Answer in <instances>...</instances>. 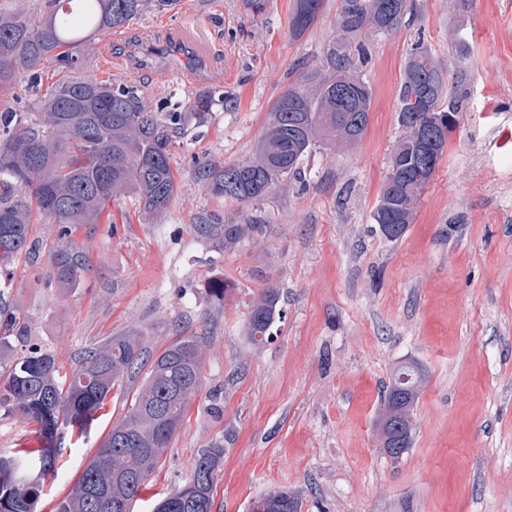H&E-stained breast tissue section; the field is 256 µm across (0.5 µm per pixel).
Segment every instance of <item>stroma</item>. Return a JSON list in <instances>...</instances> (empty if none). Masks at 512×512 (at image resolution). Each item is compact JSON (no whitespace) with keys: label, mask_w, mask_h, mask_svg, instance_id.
Instances as JSON below:
<instances>
[{"label":"stroma","mask_w":512,"mask_h":512,"mask_svg":"<svg viewBox=\"0 0 512 512\" xmlns=\"http://www.w3.org/2000/svg\"><path fill=\"white\" fill-rule=\"evenodd\" d=\"M413 6L395 31L356 38L373 102L362 140L351 149L313 147L306 186L276 189L256 204L204 192L191 159L251 156L274 99L320 71L340 37V0H326L319 23L298 38L288 33L293 0H268L259 16L243 0H180L125 28L112 44L115 65L91 52V74L145 87L156 101L184 103L202 90L237 99L206 126H187L172 147L181 183L161 223H140L127 200L67 239L40 221L30 227L34 251L13 261L0 293L30 341L66 371L110 336L138 332L156 354L179 335L200 337L202 388L134 512H152L184 486L199 452L215 442L224 462L214 512H249L255 497L280 489L298 495L301 512H512V0ZM151 25L189 27L201 43L181 60L132 65ZM420 39L461 109L412 223L390 240L375 232L372 214L403 133L397 89ZM189 67L201 80L187 86L175 74ZM203 213L248 217L273 231L226 253L194 236ZM65 246L84 262L70 288L53 274ZM267 277L280 288L284 318L256 347L243 324ZM214 279L233 285L224 303L206 293ZM406 361L427 382L412 446L394 460L376 421L383 386ZM137 387L130 380L113 391L89 434L66 436L38 512H57ZM37 445L36 424L0 408V455Z\"/></svg>","instance_id":"stroma-1"}]
</instances>
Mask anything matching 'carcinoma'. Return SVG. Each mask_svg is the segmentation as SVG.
I'll use <instances>...</instances> for the list:
<instances>
[{
  "instance_id": "obj_1",
  "label": "carcinoma",
  "mask_w": 512,
  "mask_h": 512,
  "mask_svg": "<svg viewBox=\"0 0 512 512\" xmlns=\"http://www.w3.org/2000/svg\"><path fill=\"white\" fill-rule=\"evenodd\" d=\"M179 0H46L33 15L24 4L0 6V95L24 83L35 99L0 111V276L31 248L33 216L50 218L67 238L77 224H98L107 206L134 200L139 220L157 224L180 187L170 148L191 123L208 122L216 103L235 102L202 92L165 111L153 108L150 93L123 81L87 74L85 58L106 34L165 12ZM325 0H295L289 34L301 36L318 23ZM406 0H341L337 23L346 33L367 27L390 32L401 23ZM398 120L429 131L407 132L396 143L390 173L373 212L379 231L387 224L412 223L416 205L439 163L448 133V114L459 102L446 99V79L421 41L412 45L397 90ZM372 91L357 75L343 45L328 50L326 70L314 80L300 77L273 101L252 157L233 164L192 158L196 180L214 196L241 204L258 202L288 182L304 181L301 161L320 143L348 148L363 138ZM192 230L224 252H236L272 233L271 225L197 217ZM84 270L81 256L61 249L53 258L57 281L71 287ZM232 284L215 279L208 295L224 302ZM279 288L267 279L255 294L244 323L248 340L261 344L283 316ZM24 341L25 324L0 305V406L37 425L39 447L0 456V512H35L41 481L55 468L65 431L83 434L124 378L150 369L134 403L89 459L57 512H132V505L181 426L202 386L204 351L196 336H181L154 359L137 332L110 336L86 351L69 373L60 374L55 356L35 343L21 356L10 338ZM425 383L413 363L391 377L377 422L382 444L402 457L412 444V411ZM224 448L198 454L190 481L160 499L153 512H213L214 484ZM250 512H301L288 491L255 498Z\"/></svg>"
}]
</instances>
